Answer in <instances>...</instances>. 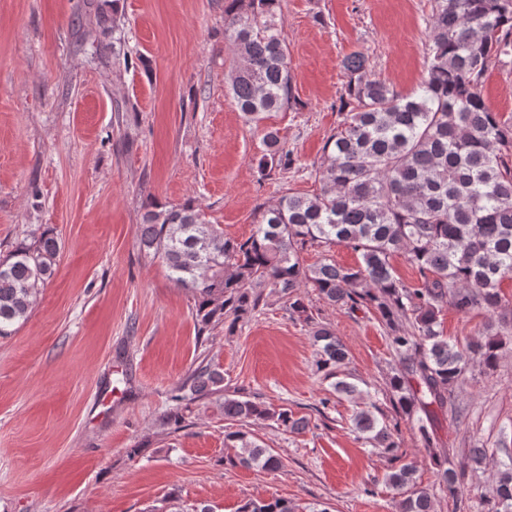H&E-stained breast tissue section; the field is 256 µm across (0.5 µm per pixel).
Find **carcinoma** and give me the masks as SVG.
I'll return each instance as SVG.
<instances>
[{"label":"carcinoma","instance_id":"obj_1","mask_svg":"<svg viewBox=\"0 0 512 512\" xmlns=\"http://www.w3.org/2000/svg\"><path fill=\"white\" fill-rule=\"evenodd\" d=\"M224 32L239 63L228 82L231 104L260 133L258 172L291 168L293 159L267 114L295 102L288 47L277 22L281 0H225ZM512 54V0H431L427 70L419 87L398 91L377 77L360 51L347 55L340 128L326 141L315 180L319 191L281 195L259 208L256 228L244 241L224 238L194 201L149 203L137 226L140 246L162 259L174 280L193 290L198 335L219 326L231 331L250 319L269 288L310 320L300 290L312 288L334 307L374 311L391 335L402 368L389 380V402L415 424L431 450L440 483L456 494L459 475L446 468L428 407L444 406L471 361L495 368L500 341L461 343L444 336L439 314L446 304L462 314L493 312L502 305L501 283L512 279V122L485 102L484 79ZM308 241L346 245L358 252L355 267L329 257L305 266L299 249ZM404 253L420 283L405 284L391 258ZM60 243L50 230L15 244L0 261V337L26 321L39 289L58 267ZM316 367L333 388L358 393L337 378L347 359L341 340L325 326L312 332ZM220 395L224 419L242 428L224 436V463L262 471L279 468L274 451L256 443L246 427L270 423L285 431L307 426L286 408L244 396H224V371L206 361L171 396L160 418L166 430L185 427L189 404ZM354 429L375 448H394L386 421L364 408ZM494 478L493 496H480L482 512H512V456ZM415 466L386 475L396 491L411 488L401 512H432L426 488L415 487ZM240 512H296L281 498L247 501Z\"/></svg>","mask_w":512,"mask_h":512}]
</instances>
